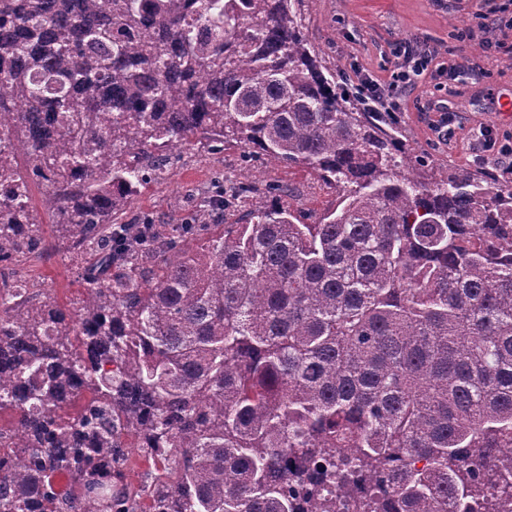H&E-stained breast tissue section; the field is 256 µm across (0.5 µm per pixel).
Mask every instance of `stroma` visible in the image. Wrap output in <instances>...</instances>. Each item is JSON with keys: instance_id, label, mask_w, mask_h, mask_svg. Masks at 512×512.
I'll return each mask as SVG.
<instances>
[{"instance_id": "1", "label": "stroma", "mask_w": 512, "mask_h": 512, "mask_svg": "<svg viewBox=\"0 0 512 512\" xmlns=\"http://www.w3.org/2000/svg\"><path fill=\"white\" fill-rule=\"evenodd\" d=\"M481 7V0H305V34L332 68L349 74L360 69L381 82L389 76V47L398 41L424 39L438 61L445 63L470 58L485 73L481 83L460 85L444 94L434 79L424 78L406 96L393 123L411 154L426 155L439 167L493 171L498 167L496 159L476 161L475 134L482 127L501 135L512 133V118L499 109L500 101L512 96V58L483 49L487 35L477 29L474 18ZM467 28L473 31L472 39L459 42L458 33ZM441 98L447 99L449 111L455 114L453 134L442 142L431 130L428 113L421 110L427 101ZM218 172L236 181L249 180L260 192L272 185H287L296 191L291 204L306 212L318 214L336 202L333 187L300 167L268 166L246 173L240 147L228 144L220 151L197 148L184 153L166 183L151 185L133 198L127 220L151 215L173 221L171 197L206 192ZM30 196L42 220L46 248L20 259L12 270L65 308L77 309L84 294L83 268L75 260L71 242L51 222L48 188L32 182Z\"/></svg>"}]
</instances>
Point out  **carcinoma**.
<instances>
[{
    "instance_id": "cac0c4a2",
    "label": "carcinoma",
    "mask_w": 512,
    "mask_h": 512,
    "mask_svg": "<svg viewBox=\"0 0 512 512\" xmlns=\"http://www.w3.org/2000/svg\"><path fill=\"white\" fill-rule=\"evenodd\" d=\"M304 2L0 0V264L41 246L37 180L85 278L74 312L0 283V512H336L314 474L338 453L371 481L362 512H472L463 459L512 470V184L425 182ZM202 141L336 204L239 182L244 224L210 223L223 191L126 223Z\"/></svg>"
}]
</instances>
